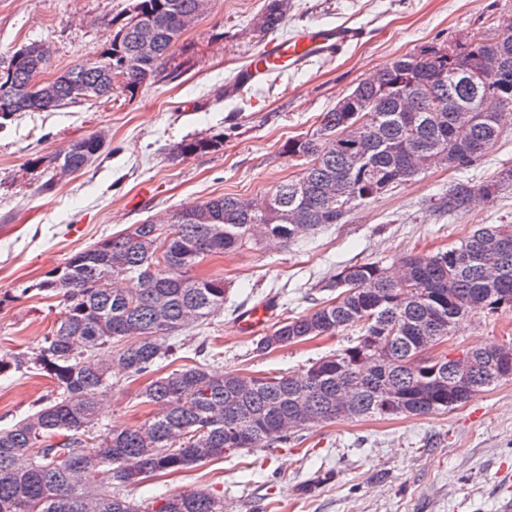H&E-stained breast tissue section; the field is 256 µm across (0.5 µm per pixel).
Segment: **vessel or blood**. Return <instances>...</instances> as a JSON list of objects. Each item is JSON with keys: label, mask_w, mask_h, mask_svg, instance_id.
I'll return each mask as SVG.
<instances>
[{"label": "vessel or blood", "mask_w": 512, "mask_h": 512, "mask_svg": "<svg viewBox=\"0 0 512 512\" xmlns=\"http://www.w3.org/2000/svg\"><path fill=\"white\" fill-rule=\"evenodd\" d=\"M357 29L345 26H308L292 37L266 40L248 63L238 68L226 94L262 84L275 72L300 69L312 57L332 59L349 42L358 39Z\"/></svg>", "instance_id": "vessel-or-blood-1"}]
</instances>
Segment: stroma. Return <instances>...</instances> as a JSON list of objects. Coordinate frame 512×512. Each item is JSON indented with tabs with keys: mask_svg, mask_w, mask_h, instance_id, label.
<instances>
[{
	"mask_svg": "<svg viewBox=\"0 0 512 512\" xmlns=\"http://www.w3.org/2000/svg\"><path fill=\"white\" fill-rule=\"evenodd\" d=\"M131 0H0V64L37 41L53 68L99 56ZM264 0H215L184 32L173 58L136 92L53 112L0 117V359L34 356L59 319L57 299L22 288L69 257L147 219L231 194L262 199L296 176L285 141L311 133L320 116L386 62L420 46L479 42L512 17V0H288L278 36L303 25H342L362 36L333 60L310 59L261 87L226 96L225 84L261 47L254 29ZM103 134L98 156L44 190L55 152L70 140ZM223 134L215 151L179 158L182 140ZM458 174L429 167L288 245L242 249L204 260L199 273L224 278V310L183 331L180 351L216 373L297 374L355 345L349 328L331 337L258 352V334L238 327L241 313L268 304L271 322L302 316L331 298L326 283L343 268L396 265L412 253L448 250L483 224H512V187L491 202L451 216L439 198ZM512 340V309L481 311L457 324L439 347L448 357ZM142 381L112 391L104 422L145 420ZM54 388L41 371L0 374V429L29 414ZM192 488L224 494V512H497L512 496V379L453 410L422 417L341 419L303 431L271 451L245 449L129 487L130 499Z\"/></svg>",
	"mask_w": 512,
	"mask_h": 512,
	"instance_id": "stroma-1",
	"label": "stroma"
}]
</instances>
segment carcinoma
<instances>
[{"label": "carcinoma", "instance_id": "carcinoma-1", "mask_svg": "<svg viewBox=\"0 0 512 512\" xmlns=\"http://www.w3.org/2000/svg\"><path fill=\"white\" fill-rule=\"evenodd\" d=\"M212 0H134L108 46L42 83L53 54L37 42L0 68V117L46 112L112 95L114 80L133 94L174 55L186 29L205 18ZM285 0H266L263 35L285 21ZM508 109L486 110V99ZM512 128V38L451 50L427 45L388 61L323 114L310 135L282 145L302 161L294 178L253 203L234 196L204 201L192 223L179 211L136 224L72 255L37 290L59 299V320L33 358L55 388L34 412L0 430V512H139L126 487L243 449L298 440L303 416L317 424L341 418L428 416L447 412L502 378L498 348L470 351L458 378L446 355L416 365L422 337L446 339L457 321L512 307V224H488L434 255L412 254L392 273L372 263L350 266L328 284L340 293L316 310L277 323L256 343L269 352L357 327L356 345L274 377L212 375L200 364L159 374L179 349V332L224 310L222 277H201L208 256L259 241L286 245L329 224H343L352 205L388 191L417 167L441 164L448 145L454 170L478 164L485 146ZM217 138L181 142L176 156L216 150ZM102 136L71 140L54 157L50 189L63 173L84 169ZM512 186V168L476 184L459 179L438 208L450 215L481 195L491 201ZM145 380L139 396L153 411L142 423L101 421L114 379ZM145 512H224V494L194 489L153 500Z\"/></svg>", "mask_w": 512, "mask_h": 512}]
</instances>
